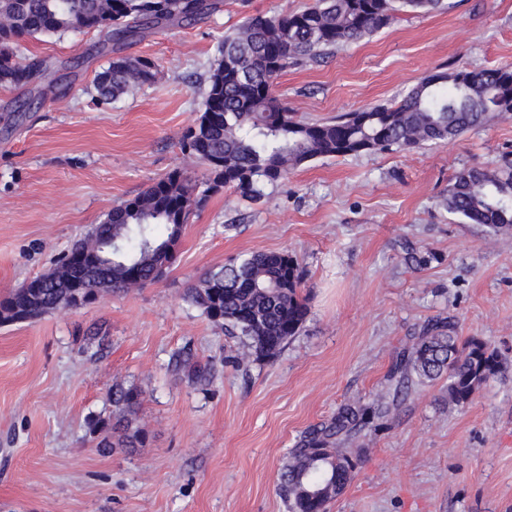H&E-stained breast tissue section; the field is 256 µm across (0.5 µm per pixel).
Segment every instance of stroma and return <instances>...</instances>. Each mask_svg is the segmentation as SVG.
I'll list each match as a JSON object with an SVG mask.
<instances>
[{"mask_svg": "<svg viewBox=\"0 0 512 512\" xmlns=\"http://www.w3.org/2000/svg\"><path fill=\"white\" fill-rule=\"evenodd\" d=\"M313 0H222L203 22L156 30L122 53L153 61V82L105 102V55L90 30L24 40L57 96L19 112L26 89L0 87V298L48 272L112 206L175 168L203 165L181 147L203 109L224 34L253 14ZM512 66V0H444L403 13L317 63L289 66L277 97L326 121L397 100L426 73ZM512 151V117L444 147L319 158L259 203L229 189L191 214L157 282L79 308L0 325V512H288L278 475L299 435L344 403L369 402L396 349L452 316L462 337L506 367L472 403L446 381L422 387L376 430L349 441L357 466L329 512H512V235L443 206L457 171ZM434 255L407 266L398 242ZM294 255L309 313L273 358H241L237 338L185 294L205 272L252 252ZM190 361L173 369V355ZM141 390L142 448L100 450L113 386Z\"/></svg>", "mask_w": 512, "mask_h": 512, "instance_id": "obj_1", "label": "stroma"}]
</instances>
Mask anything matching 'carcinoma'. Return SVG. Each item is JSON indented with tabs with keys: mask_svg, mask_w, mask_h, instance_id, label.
Masks as SVG:
<instances>
[{
	"mask_svg": "<svg viewBox=\"0 0 512 512\" xmlns=\"http://www.w3.org/2000/svg\"><path fill=\"white\" fill-rule=\"evenodd\" d=\"M441 2L313 0L299 12L251 16L225 34L205 78L203 111L182 136L184 151L207 167L205 188L175 168L113 206L51 271L35 277L41 288L30 292L20 286L0 300V324L69 309L77 296L124 292L159 280L172 264L167 250L179 241L189 216L224 188L261 202L268 189L314 159L446 146L465 132L511 116V66L434 72L389 105L324 122L297 117L277 98L274 81L290 64L316 62L340 45L373 35L400 13H429ZM218 8L217 0H0V87L21 88L40 78L43 89L19 103L18 111L45 103L53 87L50 74L39 64L17 60L27 38L98 30L115 52L153 30L197 22ZM156 73L147 59L117 56L97 75L94 88L101 99L115 100L153 81ZM444 205L494 235L512 232V155L458 171ZM402 250L412 267L434 258L409 241ZM301 284L296 257L253 252L204 273L185 299L206 318L223 323L224 334L238 337L244 354L274 357L306 321ZM503 367L487 341H460L454 318L429 320L412 344L396 353L377 398L367 405L343 404L301 434L280 472L279 489L289 512H327L356 467L345 443L378 427L418 385L445 379L448 404L464 407ZM111 399L118 416L91 423L92 433L102 434L97 447L145 443L141 430H131L141 391L115 388Z\"/></svg>",
	"mask_w": 512,
	"mask_h": 512,
	"instance_id": "cac0c4a2",
	"label": "carcinoma"
}]
</instances>
